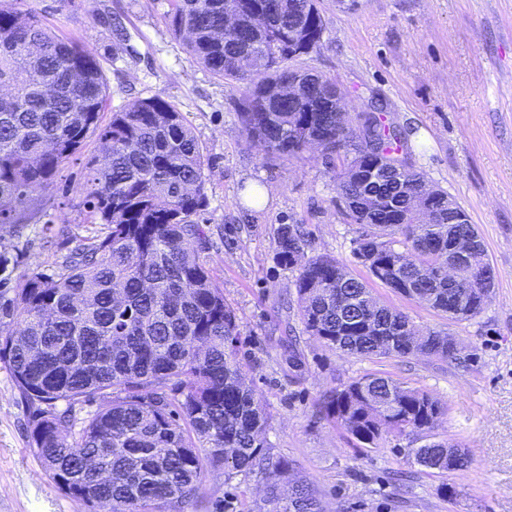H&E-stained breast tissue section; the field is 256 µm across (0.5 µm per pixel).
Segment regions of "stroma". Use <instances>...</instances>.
Here are the masks:
<instances>
[{"label": "stroma", "instance_id": "obj_1", "mask_svg": "<svg viewBox=\"0 0 512 512\" xmlns=\"http://www.w3.org/2000/svg\"><path fill=\"white\" fill-rule=\"evenodd\" d=\"M353 11L318 0L325 31L319 48L296 63L333 80L355 111L382 104L402 134L413 168L466 211L495 271L492 298L472 320L456 323L382 284L373 289L424 330L455 337L458 360L429 357L361 360L326 349L306 335L297 315L295 273L278 256L281 225L304 233L307 256L329 255L353 274L360 225L342 212L335 166L315 152L272 157L242 134V89L193 65L169 33V0H28L62 34L103 64L114 110L155 94L172 100L193 127L208 161L209 204L197 217L205 234L193 249L239 318L247 382L270 413L274 456L308 479L325 512H512V0H359ZM117 15L130 36L116 45ZM100 151L89 139L55 181L37 194L27 224L0 227V253L14 276L55 273L79 243L104 236L84 204L83 167ZM268 187L262 208L249 206V185ZM300 338L304 361L293 378L283 347ZM383 373L428 392L447 406L437 439L465 449L469 465L439 477L408 451L422 436L356 448L316 404L336 385ZM29 410L0 361V512H79L45 472L28 443ZM263 475L225 480L206 469L200 501L181 512H258ZM460 495L441 497V483Z\"/></svg>", "mask_w": 512, "mask_h": 512}]
</instances>
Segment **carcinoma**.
I'll return each mask as SVG.
<instances>
[{
	"label": "carcinoma",
	"instance_id": "cac0c4a2",
	"mask_svg": "<svg viewBox=\"0 0 512 512\" xmlns=\"http://www.w3.org/2000/svg\"><path fill=\"white\" fill-rule=\"evenodd\" d=\"M25 0H0V83L18 85L20 104L0 97V224L30 220L34 193L47 187L94 136L101 153L86 163L84 204L106 235L78 246L52 275L5 276L12 299L0 305V359L29 409L30 447L66 494L88 488L112 512L176 509L199 496L204 467L240 473L273 470L286 476L298 507L267 488L272 512H322L306 479L269 451L270 417L246 382L239 357L236 311L206 265L188 247L204 236L193 217L208 205V165L178 107L161 95L112 113L108 80L98 59L75 39L57 34ZM240 26L224 28V10ZM164 24L184 42L190 60L227 84L243 85L239 118L246 140L268 155L297 157L303 135L321 151L355 143L363 153L357 178L348 159L336 173L346 215L362 227L352 253L370 279L457 322L484 307L473 272L489 264L485 244L450 283L428 276L453 259L455 239L479 236L472 224L448 223V193L439 197L438 223H413L417 203L408 182L387 170L407 166L401 134L376 112L352 125L336 112V83L293 68L319 47L324 22L316 0H170ZM296 81L293 93L284 85ZM51 83L57 96L43 100ZM81 102L75 114L73 102ZM376 194L363 210L359 201ZM281 260L297 267L294 287L305 330L324 346L368 360L448 357V337L431 332L414 345L400 332L410 318L386 305L336 258L318 255L297 264L302 238L293 226L277 234ZM350 312L336 315V291ZM112 395L104 408L76 421L75 406ZM66 409H57V402ZM447 409L430 394L395 379L366 374L326 391L317 414L342 427L359 448H380L397 433L431 435V413ZM79 426L60 433L67 423ZM415 463L448 472V443L409 449ZM94 454L112 472L98 483L86 470Z\"/></svg>",
	"mask_w": 512,
	"mask_h": 512
}]
</instances>
